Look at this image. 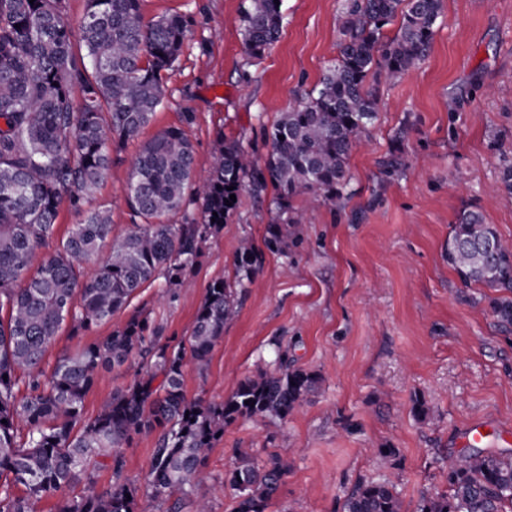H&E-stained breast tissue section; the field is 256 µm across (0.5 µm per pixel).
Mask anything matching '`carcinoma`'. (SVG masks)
<instances>
[{
  "label": "carcinoma",
  "mask_w": 512,
  "mask_h": 512,
  "mask_svg": "<svg viewBox=\"0 0 512 512\" xmlns=\"http://www.w3.org/2000/svg\"><path fill=\"white\" fill-rule=\"evenodd\" d=\"M443 0H344L337 62L317 88L281 113L268 134L263 163L242 144L226 140L211 173L195 189L205 224H162L180 209L192 186L194 150L176 128L159 132L135 158L127 204L140 223L109 245L92 275L79 281L82 262L97 259L111 233L106 210L88 204L112 167V144L136 137L153 120L165 95L163 73L178 59L190 20L184 15L143 22L141 0H86L80 25L84 52L74 50L63 0H0V512H34L42 497L78 481L95 455L111 457L115 481L102 493L63 503L58 512H149L150 502L201 484L209 451L224 426L254 418L284 419L319 386V377L283 366L242 380L221 404L190 400L185 367L202 366L236 313L243 279L209 284L190 336L162 339L148 317L132 315L103 341L59 358L51 374L41 364L61 325L87 329L125 308L146 283L161 276L170 288L189 283L202 242L232 210L225 204L250 184L271 185L280 223L267 248L279 250L297 196L333 201L349 183L347 160L376 117L375 85L393 81L426 58ZM280 0H249L242 16L247 61L261 58L282 28ZM398 22L394 35L384 28ZM284 139H279V136ZM405 166L399 153L381 161L385 174ZM82 222L18 286L53 232L63 201ZM261 254L244 239L236 270L251 275ZM448 264L466 287L480 285L487 311L512 331V244L482 213L463 208L448 235ZM139 357L143 375L112 393L82 425V401L100 370ZM163 379L154 385L157 375ZM24 395H19L20 390ZM25 433H17V424ZM158 433L144 491L121 481L120 449L134 437ZM224 474L232 512H266L288 475V463L270 456L261 468L250 449L234 450ZM448 490L422 498L418 512H512V455L461 452L448 456ZM24 487V494L15 489ZM342 512H402L389 481H361Z\"/></svg>",
  "instance_id": "cac0c4a2"
}]
</instances>
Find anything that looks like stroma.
Instances as JSON below:
<instances>
[{"instance_id":"1","label":"stroma","mask_w":512,"mask_h":512,"mask_svg":"<svg viewBox=\"0 0 512 512\" xmlns=\"http://www.w3.org/2000/svg\"><path fill=\"white\" fill-rule=\"evenodd\" d=\"M248 3L142 0L145 21L184 15L191 23L166 75L163 105L124 143L93 194L92 206L110 214L113 236L132 228L127 183L145 142L181 129L199 180L224 139L264 160L279 114L336 60L343 0H281L279 37L252 64L241 22ZM376 90L377 118L350 154L346 195L292 199L302 220L285 247L265 248L278 221L275 189L257 195L243 188L204 242L191 287L170 295L156 279L89 329L64 323L43 357L44 372H52L62 355L100 342L136 311L163 336L190 335L207 286L234 280L235 249L250 239L261 264L207 363L186 367V395L223 402L245 377L274 371L280 351L320 384L285 419L225 427L199 489L211 512H231L224 473L238 448L250 449L256 465L273 454L289 465L267 512H341L356 483L386 475L403 512H417L424 493L446 490L448 455L512 452V333L475 304L482 287H463L447 255L450 226L466 206L512 241V199L501 190V172L512 164V0H443L426 59ZM396 148L406 168L388 177L380 162ZM142 369L136 358L102 371L83 399V421ZM419 400L430 409L427 419L414 414ZM473 426L485 432L477 444L466 438ZM384 446L396 456H377ZM113 481L110 457H96L77 483L42 498L36 512H57L62 502L106 491Z\"/></svg>"}]
</instances>
